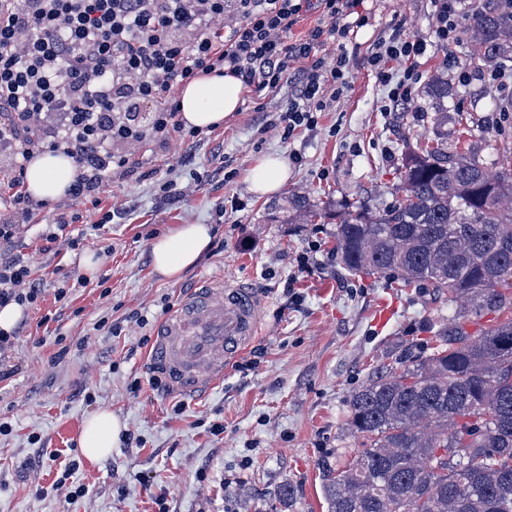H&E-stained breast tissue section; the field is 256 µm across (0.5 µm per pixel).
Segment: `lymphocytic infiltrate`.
Segmentation results:
<instances>
[{
	"label": "lymphocytic infiltrate",
	"mask_w": 512,
	"mask_h": 512,
	"mask_svg": "<svg viewBox=\"0 0 512 512\" xmlns=\"http://www.w3.org/2000/svg\"><path fill=\"white\" fill-rule=\"evenodd\" d=\"M357 0H0V157L10 178L0 205V307L34 303L31 270L10 249L15 218L42 201L27 192L24 172L50 151L76 165L70 199L98 203L105 172L133 173L128 149L193 140L175 89L198 74L232 75L253 93L288 89L278 115L285 137L316 126L329 94L348 88L344 53L328 46L349 39L363 19ZM317 25L290 34L308 13ZM425 41L392 28L368 58L392 105L413 100Z\"/></svg>",
	"instance_id": "f902f5d3"
}]
</instances>
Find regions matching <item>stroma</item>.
Returning <instances> with one entry per match:
<instances>
[{
    "mask_svg": "<svg viewBox=\"0 0 512 512\" xmlns=\"http://www.w3.org/2000/svg\"><path fill=\"white\" fill-rule=\"evenodd\" d=\"M357 11L369 23L344 47L350 85L316 127L282 139L275 122L287 91L244 93L204 139L140 146L138 174L105 173L99 204L52 200L19 228L13 249L41 295L22 308L13 373L0 380V423L9 427L0 432V512H156L159 496L168 512H326L318 461L362 445L347 428L352 392L401 352L425 355L430 325L448 315L435 289L349 274L334 250L337 223L360 203L391 205L402 160L418 143L463 142L493 172L512 156V86L448 76L429 0H361ZM399 24L429 45L414 104L388 112L366 58L379 34ZM441 76L444 100L433 87ZM295 153L301 163L291 162ZM268 154L289 159L288 181L260 196L248 171ZM300 197L324 218L303 216ZM61 207L78 217L71 240L43 251L41 234ZM111 209L122 219L102 224ZM180 224L210 225L213 239L169 280L154 272L150 244ZM306 252L316 263L303 273ZM207 276L247 281L266 299L264 316L223 383L184 397L155 384L146 357L159 323ZM384 300L395 312L381 326ZM140 313L147 324L135 322ZM101 408L129 438L91 462L78 439ZM215 424L223 433H211ZM72 463L74 482L87 488L75 499L53 487Z\"/></svg>",
    "mask_w": 512,
    "mask_h": 512,
    "instance_id": "stroma-1",
    "label": "stroma"
}]
</instances>
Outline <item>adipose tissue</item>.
Masks as SVG:
<instances>
[{"label":"adipose tissue","mask_w":512,"mask_h":512,"mask_svg":"<svg viewBox=\"0 0 512 512\" xmlns=\"http://www.w3.org/2000/svg\"><path fill=\"white\" fill-rule=\"evenodd\" d=\"M244 87L236 77L206 75L183 84L177 95L180 116L186 125L197 128L217 127L236 112L242 102ZM75 177L72 158L62 153H45L34 158L27 167L25 185L36 198L54 199L65 196ZM288 180V165L278 155L257 159L249 172L253 192L266 196L278 192ZM212 240L207 224H184L156 238L151 244L154 270L174 279L194 266ZM125 429L111 410H100L86 418L78 445L83 456L101 460L118 447Z\"/></svg>","instance_id":"1"}]
</instances>
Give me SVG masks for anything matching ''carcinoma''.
<instances>
[{
	"mask_svg": "<svg viewBox=\"0 0 512 512\" xmlns=\"http://www.w3.org/2000/svg\"><path fill=\"white\" fill-rule=\"evenodd\" d=\"M475 65L512 60V11L497 0L470 21ZM401 195L364 205L334 233L354 273L426 283L448 296L430 352L382 365L349 400L369 446L319 460L327 512H512V159L496 173L466 151L405 156ZM501 320L480 336L465 322Z\"/></svg>",
	"mask_w": 512,
	"mask_h": 512,
	"instance_id": "obj_1",
	"label": "carcinoma"
}]
</instances>
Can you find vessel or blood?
<instances>
[{"instance_id": "obj_1", "label": "vessel or blood", "mask_w": 512, "mask_h": 512, "mask_svg": "<svg viewBox=\"0 0 512 512\" xmlns=\"http://www.w3.org/2000/svg\"><path fill=\"white\" fill-rule=\"evenodd\" d=\"M265 301L247 286L206 278L157 327L148 352L168 391L198 396L217 386L253 342Z\"/></svg>"}]
</instances>
